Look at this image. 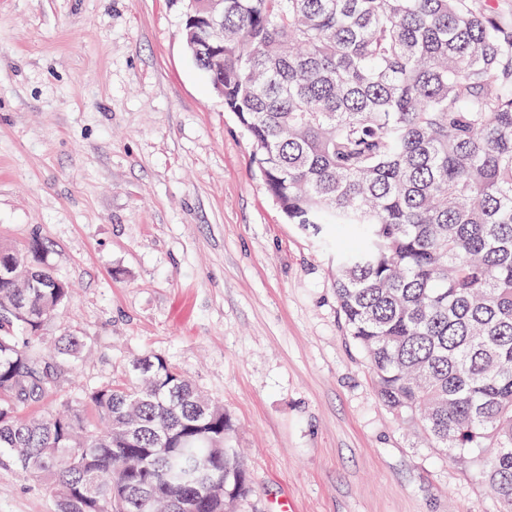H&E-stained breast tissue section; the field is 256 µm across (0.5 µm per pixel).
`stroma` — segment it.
<instances>
[{"label": "stroma", "mask_w": 512, "mask_h": 512, "mask_svg": "<svg viewBox=\"0 0 512 512\" xmlns=\"http://www.w3.org/2000/svg\"><path fill=\"white\" fill-rule=\"evenodd\" d=\"M182 0H0V243L45 242L83 385L164 356L232 420L236 512H499L478 458L379 400L334 266L288 223L248 133L189 53ZM0 512H57L0 465Z\"/></svg>", "instance_id": "stroma-1"}]
</instances>
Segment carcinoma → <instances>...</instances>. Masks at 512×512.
Listing matches in <instances>:
<instances>
[{"mask_svg":"<svg viewBox=\"0 0 512 512\" xmlns=\"http://www.w3.org/2000/svg\"><path fill=\"white\" fill-rule=\"evenodd\" d=\"M195 54L291 224L335 250L336 303L383 404L480 455L512 512V15L495 0H224ZM34 238L0 244V453L58 512H224L250 492L231 420L154 354L26 415L76 376L41 332L71 289ZM148 485L150 497H140Z\"/></svg>","mask_w":512,"mask_h":512,"instance_id":"obj_1","label":"carcinoma"}]
</instances>
